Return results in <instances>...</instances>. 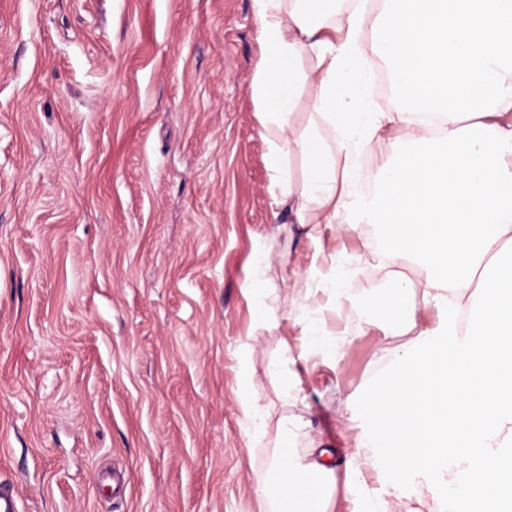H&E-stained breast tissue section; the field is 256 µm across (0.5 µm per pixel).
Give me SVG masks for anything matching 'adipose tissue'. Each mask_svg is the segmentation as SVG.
Returning a JSON list of instances; mask_svg holds the SVG:
<instances>
[{"label":"adipose tissue","instance_id":"adipose-tissue-1","mask_svg":"<svg viewBox=\"0 0 512 512\" xmlns=\"http://www.w3.org/2000/svg\"><path fill=\"white\" fill-rule=\"evenodd\" d=\"M259 58L252 94L271 146L308 160L302 185L280 181L292 223L360 224L384 233L377 270L403 260L423 279L382 302L389 335L415 330L411 292L438 317L415 330L360 401L372 432L357 437L349 470L382 480L362 512H512V0H253ZM316 59L302 69L304 56ZM384 65L395 105L373 110L367 61ZM313 89L311 119L291 122L286 84ZM388 160L362 197L352 169L372 142ZM288 316L310 344L335 351L307 297ZM326 449L276 460L262 496L279 512H334Z\"/></svg>","mask_w":512,"mask_h":512}]
</instances>
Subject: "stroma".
Returning a JSON list of instances; mask_svg holds the SVG:
<instances>
[{"instance_id": "obj_1", "label": "stroma", "mask_w": 512, "mask_h": 512, "mask_svg": "<svg viewBox=\"0 0 512 512\" xmlns=\"http://www.w3.org/2000/svg\"><path fill=\"white\" fill-rule=\"evenodd\" d=\"M256 30L252 0H0V483L18 512H260L285 415L305 424L293 451L331 449L335 512L381 489L344 460L357 396L410 337L384 333L377 228L275 219ZM259 257L280 303L309 275L341 354L263 314ZM247 399L271 421L252 439Z\"/></svg>"}]
</instances>
